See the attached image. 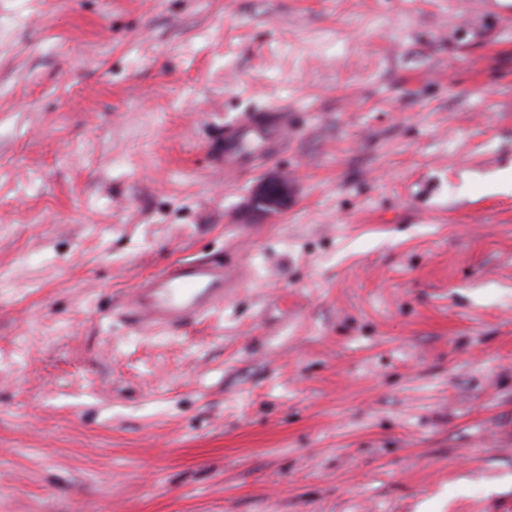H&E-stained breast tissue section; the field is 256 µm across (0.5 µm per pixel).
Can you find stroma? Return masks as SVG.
I'll list each match as a JSON object with an SVG mask.
<instances>
[{"instance_id": "35a3bbf8", "label": "stroma", "mask_w": 512, "mask_h": 512, "mask_svg": "<svg viewBox=\"0 0 512 512\" xmlns=\"http://www.w3.org/2000/svg\"><path fill=\"white\" fill-rule=\"evenodd\" d=\"M509 167L512 0H0V512H512ZM287 124L284 113L267 110L224 125L225 173L238 172L258 159H276L286 144L284 130ZM229 277L221 254L176 261L138 280L120 308L135 327L146 322L155 328L179 331L224 305Z\"/></svg>"}]
</instances>
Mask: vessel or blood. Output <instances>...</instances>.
I'll list each match as a JSON object with an SVG mask.
<instances>
[{"label": "vessel or blood", "mask_w": 512, "mask_h": 512, "mask_svg": "<svg viewBox=\"0 0 512 512\" xmlns=\"http://www.w3.org/2000/svg\"><path fill=\"white\" fill-rule=\"evenodd\" d=\"M287 119L278 110L252 114L224 127V170L235 173L256 160H274L286 144ZM229 271L223 255L180 260L138 280L120 308L133 326L178 331L223 306Z\"/></svg>", "instance_id": "1"}]
</instances>
